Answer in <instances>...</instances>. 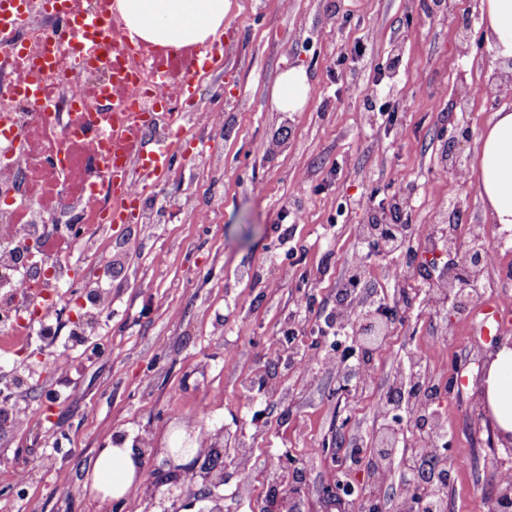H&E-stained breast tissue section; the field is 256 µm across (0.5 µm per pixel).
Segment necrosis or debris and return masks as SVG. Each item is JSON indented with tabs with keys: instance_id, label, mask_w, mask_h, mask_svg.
<instances>
[{
	"instance_id": "4bbe7bcc",
	"label": "necrosis or debris",
	"mask_w": 512,
	"mask_h": 512,
	"mask_svg": "<svg viewBox=\"0 0 512 512\" xmlns=\"http://www.w3.org/2000/svg\"><path fill=\"white\" fill-rule=\"evenodd\" d=\"M0 45V275L28 267L0 299V323L17 336L36 324L28 299L49 304L77 275L50 256L54 242L77 224L96 249L114 203L105 156L118 147L134 158L167 138L197 50L130 41L119 23L87 58L44 0H26L19 29L0 22Z\"/></svg>"
}]
</instances>
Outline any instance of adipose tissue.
<instances>
[{
	"mask_svg": "<svg viewBox=\"0 0 512 512\" xmlns=\"http://www.w3.org/2000/svg\"><path fill=\"white\" fill-rule=\"evenodd\" d=\"M488 38L501 57L512 58V0H480ZM225 0H117L121 19L146 41L175 47L206 43L224 23ZM308 84L303 70L284 72L273 98L282 112L299 111ZM481 193L492 223L512 230V111L500 110L482 137ZM486 396L498 425L512 432V346L502 345L488 364ZM140 453L130 446L104 448L98 453L91 485L103 497L128 499L141 478Z\"/></svg>",
	"mask_w": 512,
	"mask_h": 512,
	"instance_id": "adipose-tissue-1",
	"label": "adipose tissue"
}]
</instances>
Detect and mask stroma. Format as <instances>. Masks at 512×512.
Instances as JSON below:
<instances>
[{
  "mask_svg": "<svg viewBox=\"0 0 512 512\" xmlns=\"http://www.w3.org/2000/svg\"><path fill=\"white\" fill-rule=\"evenodd\" d=\"M224 21L236 45L198 93L220 120L185 132V154L158 189L165 223L104 224L96 253L62 248L110 296L97 325L74 324L81 291L64 288L46 316L50 333L16 339L0 326V391L22 411L0 421V512H173L191 487L164 476L174 437L186 433L196 446L226 443L224 512L282 501L291 512H360L352 498H323L336 467L319 449L337 435L362 449L350 480L369 485L375 410L414 357L456 381L441 400L447 450L471 466L454 472L448 512H489L498 470L512 467L477 406L494 344L473 332L470 313L433 316L420 275L393 286L387 270L398 256L358 254L370 216L362 198L411 190V224L429 230L434 201L454 195L461 230L488 225L487 244L509 267H484L488 301L512 308V236L488 224L479 179L480 137L497 110H512V89L488 95L507 65L476 0L435 10L430 0H229ZM392 62L391 84L371 96L376 70ZM293 67L309 95L301 111L282 112L273 91ZM461 126L472 136L458 143ZM452 148L466 160L458 177L446 162ZM354 276L360 286L348 297L357 304L411 301L374 350L370 383L344 393L326 362L336 356L331 320ZM443 329L447 339L433 347ZM304 353L320 358L309 374L290 363ZM60 354L68 373L54 368ZM121 438L142 448L144 473L117 506L94 497L89 472Z\"/></svg>",
  "mask_w": 512,
  "mask_h": 512,
  "instance_id": "1",
  "label": "stroma"
}]
</instances>
